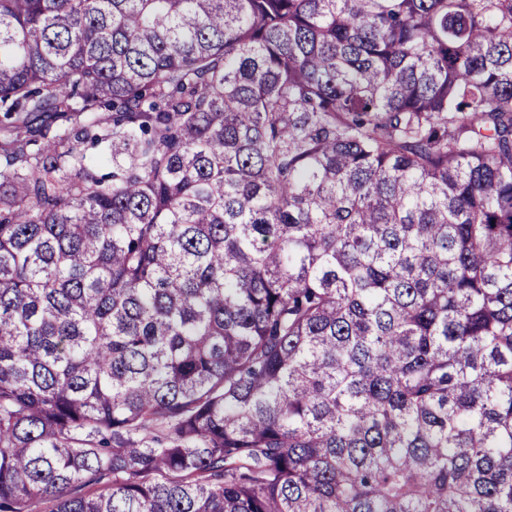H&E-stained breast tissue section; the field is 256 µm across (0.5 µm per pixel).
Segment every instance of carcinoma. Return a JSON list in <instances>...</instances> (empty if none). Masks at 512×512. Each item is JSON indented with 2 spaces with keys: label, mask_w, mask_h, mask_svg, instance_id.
Returning <instances> with one entry per match:
<instances>
[{
  "label": "carcinoma",
  "mask_w": 512,
  "mask_h": 512,
  "mask_svg": "<svg viewBox=\"0 0 512 512\" xmlns=\"http://www.w3.org/2000/svg\"><path fill=\"white\" fill-rule=\"evenodd\" d=\"M0 131V512H512V0H0Z\"/></svg>",
  "instance_id": "carcinoma-1"
}]
</instances>
